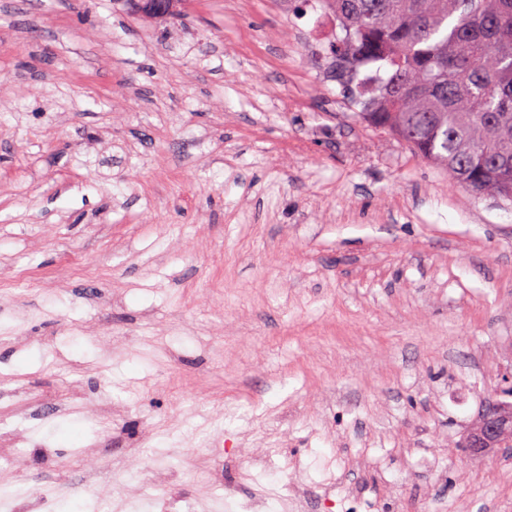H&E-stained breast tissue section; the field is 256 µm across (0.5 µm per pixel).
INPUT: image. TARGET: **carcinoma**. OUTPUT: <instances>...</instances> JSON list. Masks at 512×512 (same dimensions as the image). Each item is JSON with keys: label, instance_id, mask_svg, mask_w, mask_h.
Wrapping results in <instances>:
<instances>
[{"label": "carcinoma", "instance_id": "1", "mask_svg": "<svg viewBox=\"0 0 512 512\" xmlns=\"http://www.w3.org/2000/svg\"><path fill=\"white\" fill-rule=\"evenodd\" d=\"M320 2L344 33L322 66L356 117L451 186L512 198V0Z\"/></svg>", "mask_w": 512, "mask_h": 512}]
</instances>
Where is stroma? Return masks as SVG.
<instances>
[{"mask_svg": "<svg viewBox=\"0 0 512 512\" xmlns=\"http://www.w3.org/2000/svg\"><path fill=\"white\" fill-rule=\"evenodd\" d=\"M317 0H0L16 512H512L461 442L512 370V199L362 124Z\"/></svg>", "mask_w": 512, "mask_h": 512, "instance_id": "1", "label": "stroma"}]
</instances>
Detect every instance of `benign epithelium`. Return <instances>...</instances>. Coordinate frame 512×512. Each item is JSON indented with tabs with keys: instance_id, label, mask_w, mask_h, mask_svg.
I'll list each match as a JSON object with an SVG mask.
<instances>
[{
	"instance_id": "benign-epithelium-1",
	"label": "benign epithelium",
	"mask_w": 512,
	"mask_h": 512,
	"mask_svg": "<svg viewBox=\"0 0 512 512\" xmlns=\"http://www.w3.org/2000/svg\"><path fill=\"white\" fill-rule=\"evenodd\" d=\"M499 396L469 428L466 447L472 457L492 455L504 442L512 440L511 371L502 376Z\"/></svg>"
}]
</instances>
